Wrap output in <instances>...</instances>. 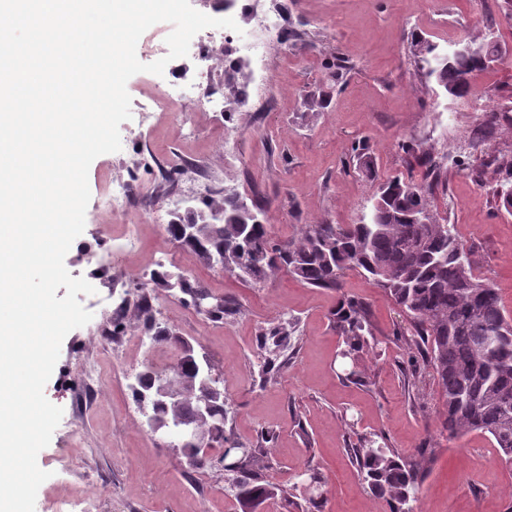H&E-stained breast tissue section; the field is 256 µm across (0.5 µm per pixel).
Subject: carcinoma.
Returning a JSON list of instances; mask_svg holds the SVG:
<instances>
[{
  "instance_id": "obj_1",
  "label": "carcinoma",
  "mask_w": 512,
  "mask_h": 512,
  "mask_svg": "<svg viewBox=\"0 0 512 512\" xmlns=\"http://www.w3.org/2000/svg\"><path fill=\"white\" fill-rule=\"evenodd\" d=\"M469 39L482 48L480 54L501 56L500 45L489 34L480 31ZM411 53L425 79H434L458 97L468 87L463 76L490 67L472 56L458 57L422 37L414 40ZM249 79L239 62L224 69V105L246 104ZM421 152L428 164L422 176L379 180L369 220L360 224H304L298 236L277 239L272 225L264 223L263 205L221 189L196 197L194 211L172 213L165 230L204 265L218 266L255 284L284 271L309 286L339 291L347 271L364 272L413 320L414 336L405 343L422 348L425 366L440 386L442 431L450 439L484 433L500 455H512V316L506 314L496 284L474 274L472 248L461 240L455 225L433 208L428 178L439 165L434 148L423 147ZM357 166L366 176H375L374 160L365 144L357 153ZM182 175L177 168L162 171L160 191L174 190ZM416 209L427 212L430 223H411L409 216ZM184 224L196 225L193 237L183 235ZM172 282V271L155 269L148 281L136 283L132 306L112 311V335H124L133 323L145 336L166 343L173 340L180 346L181 355L170 373L149 366L137 374L133 386L142 414L169 432L182 424L190 407L157 398L154 390L164 380L173 389H183L186 380L196 377L202 358L192 343L175 336L157 317L152 295L168 291ZM179 298L193 310L198 299L212 300L205 314L212 322L238 311L234 302L213 292L202 279L183 272ZM331 316L343 339L344 355L371 348L373 332L363 301L343 293ZM293 334L294 327L285 319L261 329L258 350L265 375L281 367L278 360L288 351ZM196 392L211 403L207 427L219 452L206 454L180 440L175 447L193 461V468L219 472L242 505L257 506L274 498L278 487L252 469L253 463L268 457L270 434L244 443L225 431L224 378L216 370L197 385ZM352 451L369 491L385 500L391 512H413L411 503L437 449L418 448L404 455L369 437Z\"/></svg>"
}]
</instances>
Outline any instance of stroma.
Segmentation results:
<instances>
[{
  "label": "stroma",
  "instance_id": "1",
  "mask_svg": "<svg viewBox=\"0 0 512 512\" xmlns=\"http://www.w3.org/2000/svg\"><path fill=\"white\" fill-rule=\"evenodd\" d=\"M277 11L291 32L287 52L251 64V79L269 77L288 96L250 94L228 114L223 102L194 112L167 100V85L192 80L193 57L168 61L163 75L142 72L126 85L131 117L120 125L121 149L91 163L85 227L65 256L72 277L94 294L79 300L93 315L63 340L46 398L62 408L51 441L37 456L50 477L39 488L35 512L68 500L91 512H242L210 469L181 463L170 439L152 433L131 386L144 366L169 368L173 348L147 342L136 328L108 333L116 300L113 283L129 289L157 267L191 272L216 293L240 303L239 316L212 323L176 296L157 294L161 322L195 341L224 374L226 426L250 442L273 436L270 483L289 487L297 472L318 468L322 512H390L363 483L350 448L358 437L380 434L407 453L437 448L420 485L414 512H512V470L502 466L488 436L451 439L440 432L439 387L421 368L423 353L400 340L411 320L375 282L351 271L346 292L372 313L374 348L344 356L330 313L337 293L278 273L252 284L208 269L165 231L170 216L156 194L168 154L187 156L211 186H232L265 204L276 236L300 226L353 224L368 217L373 185L356 168L352 149L366 140L381 175L421 174L418 145L434 146L441 166L434 203L477 252L476 272L499 287L512 313V213L494 190L512 187V15L503 0H258ZM492 27L502 55L473 75L467 95L450 96L417 71L412 37L448 48L467 34ZM341 79H334V72ZM322 99L308 112L304 95ZM484 145L471 137L484 125ZM138 173L146 191L126 216L112 217L103 197L112 179ZM133 251L116 253L127 230ZM294 323L288 359L275 381L262 383L257 340L261 326ZM100 380L95 403L73 411L71 393L85 368Z\"/></svg>",
  "mask_w": 512,
  "mask_h": 512
}]
</instances>
